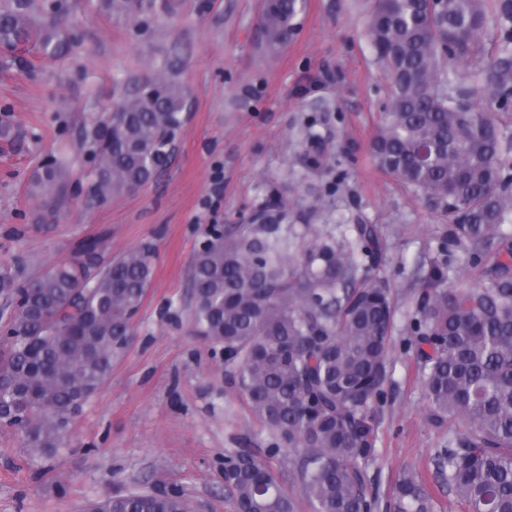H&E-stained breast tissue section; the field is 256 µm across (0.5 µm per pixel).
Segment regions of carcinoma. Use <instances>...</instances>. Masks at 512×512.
<instances>
[{"mask_svg":"<svg viewBox=\"0 0 512 512\" xmlns=\"http://www.w3.org/2000/svg\"><path fill=\"white\" fill-rule=\"evenodd\" d=\"M0 3V46L62 50V6ZM485 0H376L368 35L391 82V100L371 144L379 168L448 212L454 236L482 251L507 238L512 178L506 141L473 91L453 72L478 52ZM298 0H262L265 50L295 34ZM501 53L487 66L498 107L512 100V0H497ZM187 97L165 73L140 77L105 121L83 133L93 166L92 201L132 191L169 161V139ZM62 164L44 167L35 187L50 193ZM278 204L263 220L213 230L198 249L193 327L224 346V362L268 453L288 457L298 493L248 449L224 454V497L233 512H374L378 493L362 460L375 447L372 404L384 396L394 309L386 284L356 276V247L379 249L370 224L355 244L308 246L288 267L292 241ZM153 247L110 256L98 239L39 275L0 274V292L24 297L0 337V428L46 454L60 448L76 413L127 348L153 275ZM444 269L424 280L413 324L428 419L448 436L435 474L465 512H512V268L503 263L480 288H448ZM398 512H433L414 472L396 487ZM87 512H191L180 494L133 491L88 501Z\"/></svg>","mask_w":512,"mask_h":512,"instance_id":"carcinoma-1","label":"carcinoma"}]
</instances>
